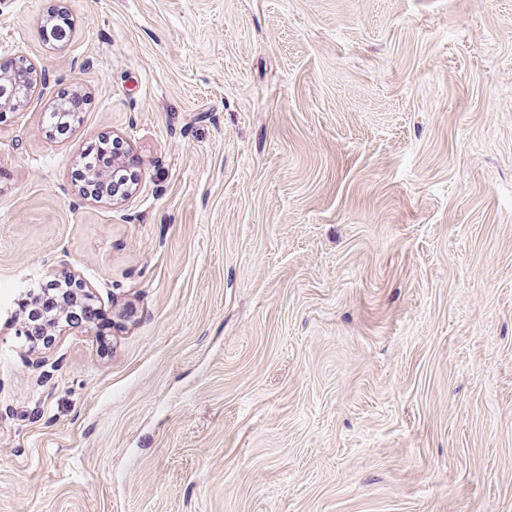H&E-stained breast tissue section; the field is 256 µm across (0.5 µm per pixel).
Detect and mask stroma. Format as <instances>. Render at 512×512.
<instances>
[{
    "mask_svg": "<svg viewBox=\"0 0 512 512\" xmlns=\"http://www.w3.org/2000/svg\"><path fill=\"white\" fill-rule=\"evenodd\" d=\"M9 60L0 286L119 327L0 303V512H512V0H0ZM124 157L123 164L129 167L136 168L137 162L133 157L124 155L115 142L110 139L98 138V140L91 141L83 150L81 155V163L73 170V177L76 181L85 184L87 187L92 188V192H97L101 196H108L114 199H122L129 195L132 189V184L127 187L119 195H112V192H119L124 188V184L112 186V166L118 165L116 160ZM91 159L98 166V175H105V180H98L92 173V168L89 167L87 159ZM97 175V177H98ZM51 287L54 292L46 293L44 290L40 292L27 293L21 300L20 308L24 312V319L35 324L30 336V342H37L45 344L51 336L49 332L45 331L43 325H39L46 321L48 317L55 314L59 309V302L61 296L67 292L70 285L66 280L55 279L51 281ZM82 301L77 291L73 290L72 293L68 294L65 298V301L63 302L64 310L62 313L56 318L57 321L60 323L61 320L66 321V323L71 322L69 317H66L67 313H70L71 311L75 310L78 306H81ZM82 318L88 321L92 322H98L100 323H108L111 322L110 319L107 317L105 313L102 311H99L96 308L90 307L89 305H86L84 307H78ZM74 324V322H71Z\"/></svg>",
    "mask_w": 512,
    "mask_h": 512,
    "instance_id": "1",
    "label": "stroma"
}]
</instances>
